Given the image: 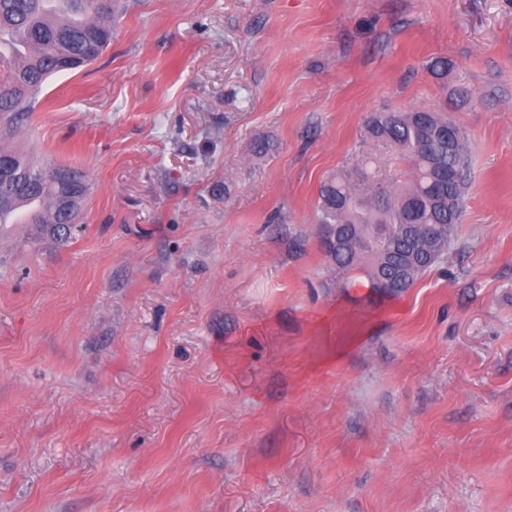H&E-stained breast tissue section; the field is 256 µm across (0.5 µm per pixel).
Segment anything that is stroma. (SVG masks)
<instances>
[{
    "mask_svg": "<svg viewBox=\"0 0 512 512\" xmlns=\"http://www.w3.org/2000/svg\"><path fill=\"white\" fill-rule=\"evenodd\" d=\"M112 30L8 141L90 194L70 239L0 232V512H512V0H119ZM419 107L468 188L389 296L328 262L318 191L406 179L366 119Z\"/></svg>",
    "mask_w": 512,
    "mask_h": 512,
    "instance_id": "stroma-1",
    "label": "stroma"
}]
</instances>
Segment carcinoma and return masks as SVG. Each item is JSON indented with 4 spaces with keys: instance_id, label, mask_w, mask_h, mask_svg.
<instances>
[{
    "instance_id": "carcinoma-1",
    "label": "carcinoma",
    "mask_w": 512,
    "mask_h": 512,
    "mask_svg": "<svg viewBox=\"0 0 512 512\" xmlns=\"http://www.w3.org/2000/svg\"><path fill=\"white\" fill-rule=\"evenodd\" d=\"M114 9L99 0H0V39L14 53L0 54V138L8 140L20 117L32 112L44 82L62 71L85 68L112 43ZM371 135L395 145L408 163L410 178L377 183L367 193L333 175L320 185L317 224L327 242L322 252L338 273L362 269L371 287L386 280V292L411 288L444 256L432 254L423 233L439 226L453 240L466 193L468 158L458 127L434 109L387 112L368 120ZM459 140L448 144V130ZM14 159L18 176L0 184V214L34 201L30 224L63 239L88 198L87 175L62 165H41L0 146ZM70 178H58L60 170Z\"/></svg>"
}]
</instances>
